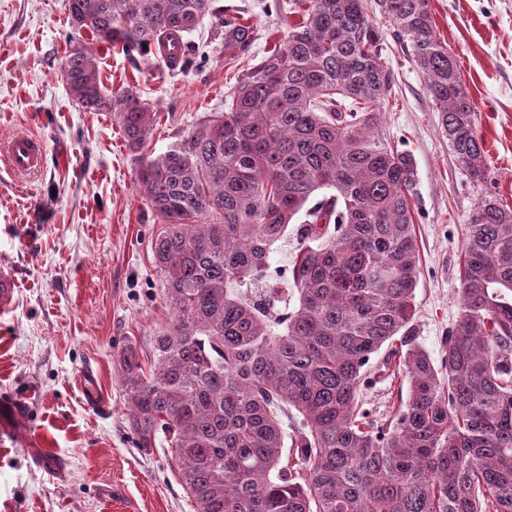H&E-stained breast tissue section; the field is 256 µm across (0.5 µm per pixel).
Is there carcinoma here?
Masks as SVG:
<instances>
[{"label": "carcinoma", "mask_w": 512, "mask_h": 512, "mask_svg": "<svg viewBox=\"0 0 512 512\" xmlns=\"http://www.w3.org/2000/svg\"><path fill=\"white\" fill-rule=\"evenodd\" d=\"M216 0H64L74 30L127 53L191 34L206 16L224 50L253 27ZM424 77L466 176L485 183L474 109L428 0H378ZM301 19L139 181L168 312L154 367L120 355L130 430L167 443L197 512H512V208L482 194L460 268L462 310L440 366L414 343L419 251L412 157L376 131L391 98L384 39L364 0H294ZM64 76L86 111L113 112L131 149L154 112L133 89L106 94L95 52L69 50ZM328 189L311 208L312 196ZM306 211L289 269L298 304L263 293L271 245ZM405 373L408 397L382 424L358 407L371 355ZM300 416L284 452L278 411Z\"/></svg>", "instance_id": "obj_1"}]
</instances>
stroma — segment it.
Segmentation results:
<instances>
[{
  "label": "stroma",
  "mask_w": 512,
  "mask_h": 512,
  "mask_svg": "<svg viewBox=\"0 0 512 512\" xmlns=\"http://www.w3.org/2000/svg\"><path fill=\"white\" fill-rule=\"evenodd\" d=\"M254 26L245 55L229 59L204 18L190 40L195 65L169 68L159 55L97 47L107 91L133 88L155 113L142 152L129 149L111 112H86L72 97L62 64L74 38L63 0H0V139H44L42 173L21 184L0 159V265L18 288L0 314V512H196L179 485L168 449L137 448L127 426L119 356L137 351L153 364L152 339L166 324L150 244L159 229L138 183L139 156L168 150L211 112L224 111L237 67L278 45L297 15L285 0H223ZM367 12L384 39L394 75L379 110V132L416 163L414 222L420 249L415 291L416 342L433 360L461 312L462 247L480 191L458 169L439 131L424 78L394 42L376 0ZM438 36L453 55L483 140L487 187L512 206V0H429ZM304 215L270 254L271 285L287 287ZM372 355L361 391L374 419L407 397L402 374ZM93 371L95 392L80 384ZM101 404L92 407L90 396Z\"/></svg>",
  "instance_id": "35a3bbf8"
}]
</instances>
